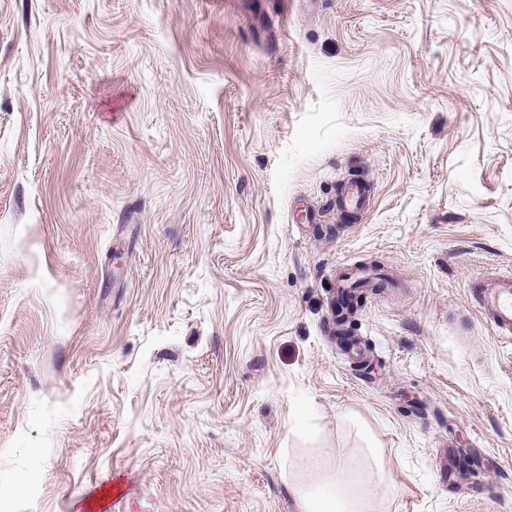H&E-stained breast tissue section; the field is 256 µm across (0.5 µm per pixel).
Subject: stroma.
<instances>
[{"label": "stroma", "instance_id": "1", "mask_svg": "<svg viewBox=\"0 0 512 512\" xmlns=\"http://www.w3.org/2000/svg\"><path fill=\"white\" fill-rule=\"evenodd\" d=\"M346 263L393 285L340 327ZM487 270L512 0H0V512H300L349 457L369 512H512ZM370 198V188L367 185L348 181L339 191L336 205L342 213L357 214L367 210Z\"/></svg>", "mask_w": 512, "mask_h": 512}]
</instances>
